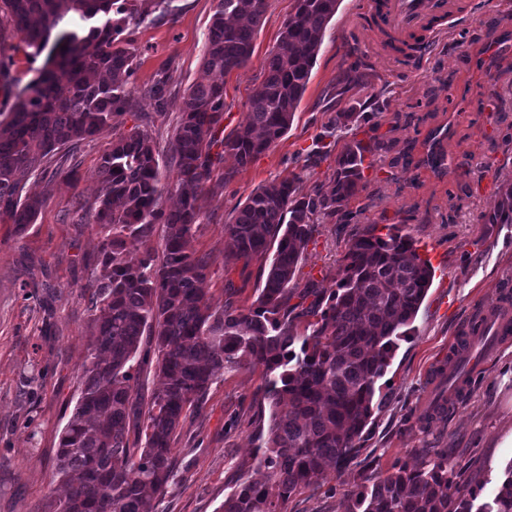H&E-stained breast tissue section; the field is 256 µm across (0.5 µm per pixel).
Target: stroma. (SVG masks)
<instances>
[{
    "label": "stroma",
    "instance_id": "obj_1",
    "mask_svg": "<svg viewBox=\"0 0 512 512\" xmlns=\"http://www.w3.org/2000/svg\"><path fill=\"white\" fill-rule=\"evenodd\" d=\"M356 0H342L328 24L310 82L287 134L246 166L232 155L198 200L199 226L190 249L207 255L204 282L213 306L244 309L256 299L258 262L230 259L224 234L234 209L258 186L295 176L304 190L328 184L339 154L352 139L386 144L366 169V188L342 221L318 225L296 274L298 287L330 294L349 241L367 227H389L418 241L435 275L383 379L375 409L353 463L313 492L293 494L283 512H344L348 496L396 462L415 466L428 451H448V466L468 488L492 493L512 462V342L491 347L469 379L467 394L447 414L431 406L447 390L448 359L475 311L500 309L512 280V224H484L502 181L512 179V0H457L456 21L415 69L402 66L378 29L350 25ZM172 14L131 33L138 49L131 106L113 128L79 144L61 172L25 179L40 196L35 224L22 233L0 223V512H49L65 493L55 480L58 437L81 387L92 303L87 287L102 242L91 204L98 193V160L112 138L132 127L148 131L159 162L170 166L182 100L201 74V56L217 0H174ZM294 0H268L247 64L224 76L225 132L242 123L263 63L275 46ZM0 59L9 90L0 111L44 65L22 35L0 26ZM167 71L163 104L142 93ZM386 105L371 121L330 140L331 159L311 166L306 156L336 108L352 102ZM448 127L443 145L452 164L438 175L426 165L430 132ZM261 371L221 376L199 411L188 413L173 449L174 477L151 512H219L240 477L249 475L259 433Z\"/></svg>",
    "mask_w": 512,
    "mask_h": 512
}]
</instances>
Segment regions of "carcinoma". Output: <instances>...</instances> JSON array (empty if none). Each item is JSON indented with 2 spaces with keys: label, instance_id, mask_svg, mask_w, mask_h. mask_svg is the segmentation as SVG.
<instances>
[{
  "label": "carcinoma",
  "instance_id": "obj_1",
  "mask_svg": "<svg viewBox=\"0 0 512 512\" xmlns=\"http://www.w3.org/2000/svg\"><path fill=\"white\" fill-rule=\"evenodd\" d=\"M172 0H0V14L24 36L26 47L47 53L37 77L17 93L0 119V220L18 232L35 223L39 197L23 177L60 169V151L112 128L130 106L137 49L124 37L167 14ZM263 80L248 97L244 121L224 136V84L252 57L267 0H218L201 57V75L183 98L172 143L180 203L162 205V175L151 136L135 126L112 140L100 159L99 193L91 204L103 233L100 270L90 280L93 318L81 392L63 428L56 476L68 485L50 512H149L174 476L173 448L187 413L202 407L226 372L259 368L265 376L259 405L272 407L257 463L262 481L244 478L224 499L222 512H282L291 495L317 490L329 469L350 464L372 416L378 380L406 338L432 285L434 272L407 235L354 237L325 297L299 289L295 275L316 224L346 216L366 187L367 155L378 139L353 140L336 155L330 184L302 191L295 176L259 186L224 225L232 257L261 262L263 281L246 310L215 308L203 288L205 255L189 251L199 218L198 196L232 153L242 166L266 153L290 128L315 66L323 36L340 0H294ZM167 77L144 94L161 102ZM364 119L351 105L338 109L326 136ZM426 163L447 170L439 131L431 132ZM484 224H512V180L498 186ZM163 234L151 243L155 225ZM142 256L126 259L127 244ZM297 298L299 302L291 303ZM310 304H305V301ZM316 316L310 335L298 322ZM154 349L142 350L143 337ZM151 368L161 385L144 397L138 376ZM138 429L137 442L129 440ZM448 469V450L411 467L402 463L348 500L345 512H512V461L496 490L475 504Z\"/></svg>",
  "mask_w": 512,
  "mask_h": 512
}]
</instances>
